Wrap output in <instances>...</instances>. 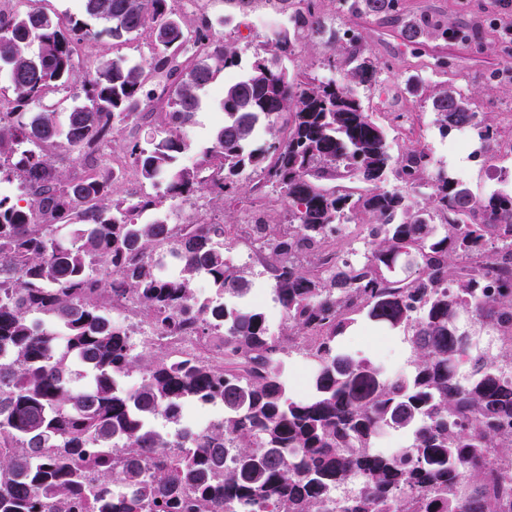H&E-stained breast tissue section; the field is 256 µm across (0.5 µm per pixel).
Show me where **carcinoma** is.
Wrapping results in <instances>:
<instances>
[{
  "instance_id": "carcinoma-1",
  "label": "carcinoma",
  "mask_w": 512,
  "mask_h": 512,
  "mask_svg": "<svg viewBox=\"0 0 512 512\" xmlns=\"http://www.w3.org/2000/svg\"><path fill=\"white\" fill-rule=\"evenodd\" d=\"M287 19L250 67L224 83V119L192 166L181 129L202 94L240 66L202 23L188 28L170 0H81L100 33L130 40L150 30L145 61L102 60L78 76L83 20L62 25L32 9L0 26V69L13 108L0 117V174L26 191L0 196V512H512V191L475 198L450 169L429 175L430 148L395 155L363 104L382 84L366 46L330 48L323 80L289 72L296 43L327 25L315 0H274ZM339 11L399 24L410 47L475 42L477 31L421 15L402 0H337ZM197 60L181 68L179 57ZM79 85L66 121L45 98ZM167 98L163 136L131 148L142 181L161 195L113 199L112 171L96 153L118 123ZM446 134L468 124L498 130L448 86L428 96ZM281 125L283 135L254 144ZM90 171L64 174L56 151ZM259 173L288 223L248 225L265 252L284 331L265 309L230 306L250 292L226 256L238 230L164 222L167 204L206 196L228 208ZM368 219L363 253L328 250L336 227ZM169 255L178 272L156 266ZM207 279L214 296L198 298ZM123 300L147 319L112 322ZM403 333L409 370L395 376L345 347L352 329ZM184 335L204 352L176 357L163 339ZM309 364V389L291 395L283 362ZM91 373L73 386L70 366ZM140 374L132 390L115 377ZM214 405L224 421L189 447L155 429ZM407 441L377 451L382 434Z\"/></svg>"
}]
</instances>
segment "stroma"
<instances>
[{
  "label": "stroma",
  "instance_id": "1",
  "mask_svg": "<svg viewBox=\"0 0 512 512\" xmlns=\"http://www.w3.org/2000/svg\"><path fill=\"white\" fill-rule=\"evenodd\" d=\"M403 4L408 12L427 13L451 26L482 12L492 20L512 19V10L501 9L498 0H403ZM172 6L191 23L207 20L212 31L237 49L241 64L245 67L257 54L263 53L267 39L283 22L272 0H253L245 9L238 8L234 0H173ZM320 7L327 17L335 18L337 32L345 31L357 36L381 64L384 86L369 95L367 104L376 121L387 129L393 153L430 144L438 150V164L468 168L471 192L475 196H483L489 172L482 160H471L463 154L448 158L446 150L452 141L451 136L440 133L429 102L408 93L404 80L409 74L419 73L425 75L428 86H435L439 82L453 85L472 98L486 123L497 129L502 128L505 109H512V81L493 82L489 76L512 65V54L506 52L504 44L491 36L469 45L430 42L422 46L420 55L416 56L411 48L403 44L396 28L382 27L366 18L340 14L334 0H320ZM94 42L99 47L96 54L87 56L79 53L75 56L80 71H91L101 60L117 56L131 62L145 61L154 52L152 38L146 33L119 44L103 34L95 37ZM440 56L448 57L455 63L448 73L436 72L433 67L435 59ZM165 109V102L151 103L144 119L116 127L103 153L104 160L129 161V145L136 141L146 142L161 134L163 126L158 123L156 115ZM220 117L218 99H207L195 123L182 130L190 149L181 157V164L192 165L210 146L213 129ZM257 214L269 224H279L285 220L281 202L272 198L259 208L250 193L241 195L235 205L226 210L214 204L207 207L208 220L220 224H243ZM346 346L357 356L368 358L392 372L405 370L412 355L410 345L399 334L383 337L372 332L356 331L348 336Z\"/></svg>",
  "mask_w": 512,
  "mask_h": 512
}]
</instances>
